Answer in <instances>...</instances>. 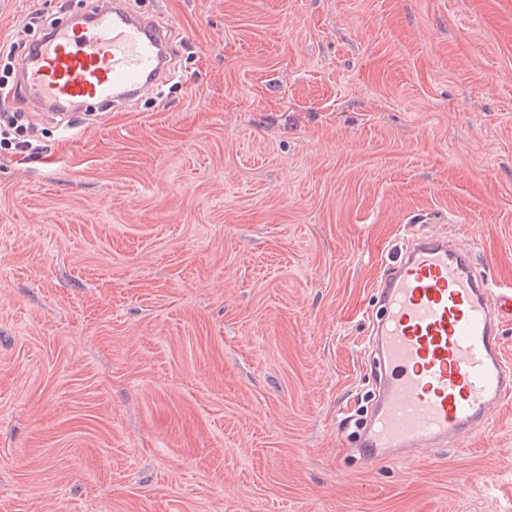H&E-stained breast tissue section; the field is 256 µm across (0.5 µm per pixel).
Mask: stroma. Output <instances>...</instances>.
Wrapping results in <instances>:
<instances>
[{
  "label": "stroma",
  "instance_id": "35a3bbf8",
  "mask_svg": "<svg viewBox=\"0 0 512 512\" xmlns=\"http://www.w3.org/2000/svg\"><path fill=\"white\" fill-rule=\"evenodd\" d=\"M64 0H0V43ZM175 76L0 152V512H512V404L372 463L410 232L512 281V0H136Z\"/></svg>",
  "mask_w": 512,
  "mask_h": 512
}]
</instances>
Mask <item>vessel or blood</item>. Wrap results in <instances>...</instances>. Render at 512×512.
Returning <instances> with one entry per match:
<instances>
[{
	"instance_id": "obj_1",
	"label": "vessel or blood",
	"mask_w": 512,
	"mask_h": 512,
	"mask_svg": "<svg viewBox=\"0 0 512 512\" xmlns=\"http://www.w3.org/2000/svg\"><path fill=\"white\" fill-rule=\"evenodd\" d=\"M170 57L159 19L130 0H86L32 40L16 69L30 107L66 115L148 94ZM377 293L369 350L380 386L360 454L414 459L481 436L490 408L512 402L500 339L512 290L480 275L444 234L405 238Z\"/></svg>"
}]
</instances>
